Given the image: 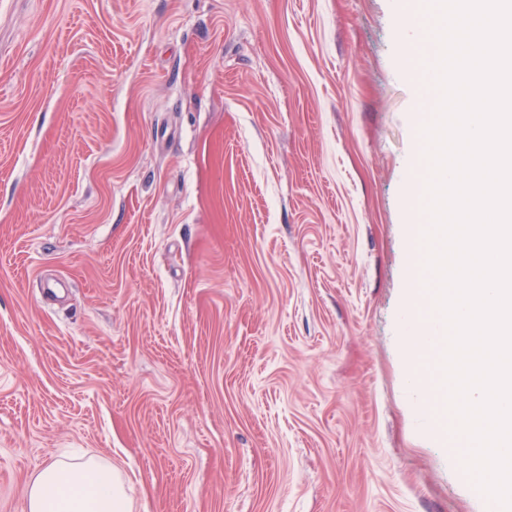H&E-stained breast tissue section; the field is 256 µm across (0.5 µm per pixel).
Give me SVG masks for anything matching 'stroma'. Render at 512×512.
Returning <instances> with one entry per match:
<instances>
[{
  "label": "stroma",
  "mask_w": 512,
  "mask_h": 512,
  "mask_svg": "<svg viewBox=\"0 0 512 512\" xmlns=\"http://www.w3.org/2000/svg\"><path fill=\"white\" fill-rule=\"evenodd\" d=\"M402 0H0V512H486L407 384ZM28 512H131L120 470L93 457L63 456L30 481Z\"/></svg>",
  "instance_id": "1"
}]
</instances>
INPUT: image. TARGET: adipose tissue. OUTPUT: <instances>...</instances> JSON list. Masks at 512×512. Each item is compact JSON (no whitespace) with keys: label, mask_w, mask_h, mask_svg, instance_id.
<instances>
[{"label":"adipose tissue","mask_w":512,"mask_h":512,"mask_svg":"<svg viewBox=\"0 0 512 512\" xmlns=\"http://www.w3.org/2000/svg\"><path fill=\"white\" fill-rule=\"evenodd\" d=\"M27 512H131L120 470L93 457L64 456L30 481Z\"/></svg>","instance_id":"obj_1"}]
</instances>
